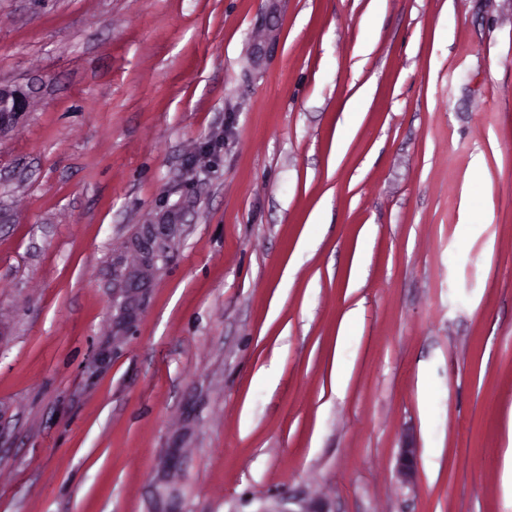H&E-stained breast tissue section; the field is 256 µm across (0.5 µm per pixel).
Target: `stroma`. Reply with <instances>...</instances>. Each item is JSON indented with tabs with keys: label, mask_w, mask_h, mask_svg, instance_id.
<instances>
[{
	"label": "stroma",
	"mask_w": 512,
	"mask_h": 512,
	"mask_svg": "<svg viewBox=\"0 0 512 512\" xmlns=\"http://www.w3.org/2000/svg\"><path fill=\"white\" fill-rule=\"evenodd\" d=\"M0 83V512H512V0H0ZM28 105L26 92L0 84V133L11 126L22 112H27Z\"/></svg>",
	"instance_id": "1"
}]
</instances>
